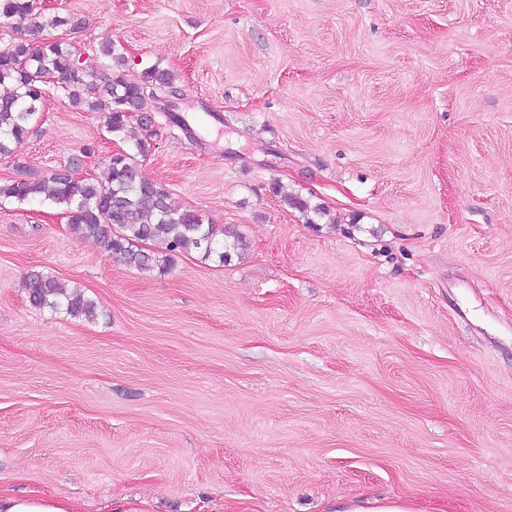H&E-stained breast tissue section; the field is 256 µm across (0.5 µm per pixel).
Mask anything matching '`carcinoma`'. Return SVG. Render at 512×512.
Listing matches in <instances>:
<instances>
[{"label":"carcinoma","mask_w":512,"mask_h":512,"mask_svg":"<svg viewBox=\"0 0 512 512\" xmlns=\"http://www.w3.org/2000/svg\"><path fill=\"white\" fill-rule=\"evenodd\" d=\"M11 21L9 42L0 49V85L11 84L0 96V157H10L30 133L31 122L45 99V80L57 85L69 103L92 111L106 112L107 132L126 137L129 113L144 112L155 94L177 90L172 75L157 67L145 72L144 80L131 83L119 68L125 63L124 47L108 40L100 44L96 60H104L97 73L75 62L71 43L53 37L36 43L34 36L70 26L71 17L47 15L35 0H0V19ZM142 138L133 142V151L111 155L96 173L76 178L63 168L45 176L31 175L27 166L17 164L18 177L0 182V199L18 202L43 198L65 209L70 233L104 245L116 261L150 272L158 260L144 248L148 241H161L171 253L195 252L203 261L224 264L232 253H241L247 244L231 227L204 222L195 210L176 204L170 193L149 179L138 158L149 152ZM273 193L281 202L306 216V223L322 209H309L306 200L288 193L275 182ZM29 302L37 308L62 311L72 318H91L97 308L79 287L66 288L55 277L31 271L25 279Z\"/></svg>","instance_id":"carcinoma-1"}]
</instances>
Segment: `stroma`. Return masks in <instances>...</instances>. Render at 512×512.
<instances>
[{"label":"stroma","mask_w":512,"mask_h":512,"mask_svg":"<svg viewBox=\"0 0 512 512\" xmlns=\"http://www.w3.org/2000/svg\"><path fill=\"white\" fill-rule=\"evenodd\" d=\"M169 71L194 136L142 162L247 242L143 274L0 203V491L86 512H512V0H42ZM120 140L59 94L17 163L96 171ZM313 205L305 223L274 182ZM94 320L30 305L26 274ZM29 302L37 308H50L63 311L72 318H91L97 308L96 303L87 297L79 287L66 288L55 277L31 271L25 279ZM342 510L344 511L336 512H415L412 502L405 498H396L381 503L375 502V505L369 509L352 504Z\"/></svg>","instance_id":"35a3bbf8"}]
</instances>
